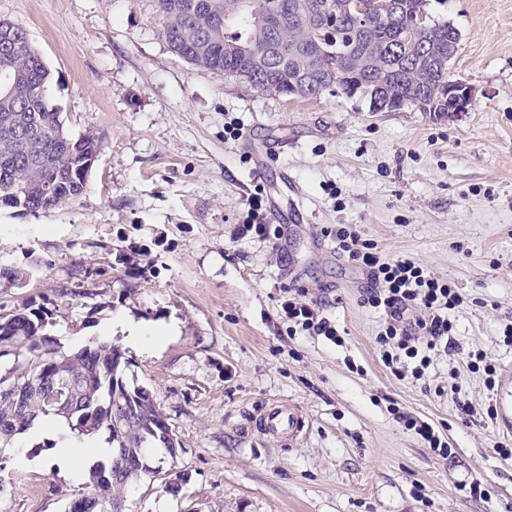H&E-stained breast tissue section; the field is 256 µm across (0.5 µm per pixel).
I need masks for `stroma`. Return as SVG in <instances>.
<instances>
[{"label": "stroma", "instance_id": "1", "mask_svg": "<svg viewBox=\"0 0 512 512\" xmlns=\"http://www.w3.org/2000/svg\"><path fill=\"white\" fill-rule=\"evenodd\" d=\"M428 10L457 29L450 74L473 89L451 117L373 112L333 92L287 99L194 67L170 51L156 0H0V19L24 26L51 70L66 129L102 142L76 200L35 215L0 209V263L44 262L22 287L0 281V315L43 303L63 350L123 346L125 382L152 396L180 442L176 457L151 453L179 486L141 477L130 512H512V457L499 453L512 432L487 417L499 392L468 358L512 369V0ZM275 138L288 149L256 180L252 158ZM259 187L302 204L287 243L237 237ZM336 224L468 296L455 314L460 351L436 358L426 380L382 363V319L325 234ZM78 262L104 272L79 283ZM285 287L326 295L340 343L287 335ZM119 316L177 331L136 349L107 331ZM273 401L308 423L291 444L252 426ZM394 405L430 422L450 456L396 422ZM14 451L32 463L0 472V512H68L85 492L86 475L54 466L53 449L20 439ZM475 479L488 498L463 491Z\"/></svg>", "mask_w": 512, "mask_h": 512}]
</instances>
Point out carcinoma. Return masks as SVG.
<instances>
[{"instance_id": "cac0c4a2", "label": "carcinoma", "mask_w": 512, "mask_h": 512, "mask_svg": "<svg viewBox=\"0 0 512 512\" xmlns=\"http://www.w3.org/2000/svg\"><path fill=\"white\" fill-rule=\"evenodd\" d=\"M328 0H158L166 17L170 50L195 67L235 76L255 88L286 97L311 99L327 91L298 92L303 82L335 78L345 93L369 98L370 111L420 112L447 108L437 91L448 86V62L459 41L445 20L427 25V0H370L364 29L343 17L329 23ZM264 17L261 31L253 18ZM13 38L0 32V76L18 77L17 91L0 94V207L37 214L67 204L86 189L83 164L101 150L93 134L77 139L64 130L60 112L47 101L50 72L26 28L10 23ZM335 35L346 45L336 56L317 51L314 40ZM251 41L256 52L224 54V40ZM41 261L26 267L0 266V278L22 284ZM50 312L24 308L0 317V378L42 374L40 390L20 407L0 392V442L35 423L65 422L77 437L104 435L114 448L110 466L89 474L86 495L69 512H128L125 490L151 472L146 449L175 456L180 443L149 393L127 386L120 346L90 341L64 352L45 332Z\"/></svg>"}]
</instances>
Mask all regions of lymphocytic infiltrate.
I'll use <instances>...</instances> for the list:
<instances>
[{
  "label": "lymphocytic infiltrate",
  "mask_w": 512,
  "mask_h": 512,
  "mask_svg": "<svg viewBox=\"0 0 512 512\" xmlns=\"http://www.w3.org/2000/svg\"><path fill=\"white\" fill-rule=\"evenodd\" d=\"M247 206L250 219L239 227V237L272 244L280 240L281 225L266 221L262 191L251 194ZM326 234L335 239L339 254L367 276L361 301L382 316L377 346L395 377L422 380L436 356L458 352L452 315L467 304L466 295L411 258L385 257L373 240L362 238L352 226L339 224L327 228ZM278 308L289 335L321 336L339 343L336 322L326 315L323 297L308 299L303 292L286 288Z\"/></svg>",
  "instance_id": "1"
}]
</instances>
